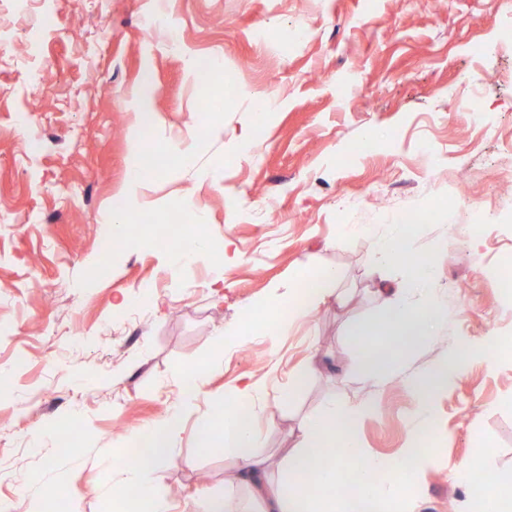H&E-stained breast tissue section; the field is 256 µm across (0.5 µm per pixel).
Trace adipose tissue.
Listing matches in <instances>:
<instances>
[{"mask_svg":"<svg viewBox=\"0 0 512 512\" xmlns=\"http://www.w3.org/2000/svg\"><path fill=\"white\" fill-rule=\"evenodd\" d=\"M409 228L408 221H397L392 224L389 236L379 239L372 226L350 227L351 232L375 237L380 264L409 272L401 285L380 289L385 310L383 333L388 340L375 344L371 354L362 358L357 373L376 385L401 375V383L413 400L411 419L422 434L432 418L435 398L460 373L464 360L462 355L452 352L424 371L407 376L401 373L415 346L437 335L447 320L442 291L436 286L432 268L412 260L407 249ZM310 277L316 286L306 303L286 309L278 305L265 307L264 334L282 335L295 317L333 296L337 279L334 269L314 271ZM264 392V385L258 381L242 382L221 398L223 420L208 421L199 428L201 440L218 437L225 458L235 464L226 498H204L201 512H250L248 506H242L236 499L241 489L248 491L251 502L260 505V512H398L417 474L435 455L431 445L412 439L394 462L373 455L361 444L357 428L374 413V399L362 397L346 402L332 399L317 414L301 421L297 447L289 450L279 474H272L254 419H242L240 413L244 407L256 410ZM183 422L182 409L175 407L139 430L136 438L145 444V458L136 465H129L122 456H114L112 469L122 476L112 486V502L117 512H122L130 501L139 503L143 512H170L166 499L141 474L170 460ZM321 448L331 449L332 454L325 466L318 468L313 464V454ZM340 483L351 486L350 494L343 498L336 495Z\"/></svg>","mask_w":512,"mask_h":512,"instance_id":"adipose-tissue-1","label":"adipose tissue"}]
</instances>
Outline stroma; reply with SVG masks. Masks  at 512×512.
Returning <instances> with one entry per match:
<instances>
[{
	"label": "stroma",
	"instance_id": "stroma-1",
	"mask_svg": "<svg viewBox=\"0 0 512 512\" xmlns=\"http://www.w3.org/2000/svg\"><path fill=\"white\" fill-rule=\"evenodd\" d=\"M202 61L220 65L205 84L192 76ZM143 84L160 163L116 237ZM217 95L221 109L205 111ZM267 98L275 106L256 121ZM186 199L182 218L203 213L209 245L177 265ZM400 217L448 312L406 370L493 338L512 346L500 280L512 266V22L499 0H0V499L32 512L19 481L42 477L80 489L82 512H113V455L179 399L174 375L188 368L200 387L186 430L146 474L173 512L223 493L233 463L193 429L248 379L267 387L259 425L272 454L327 399L370 394L360 440L396 459L411 396L338 369L360 360L347 326L377 322L379 288L405 275L377 268L371 240L343 227L384 236ZM325 267L343 302L285 335L217 349L215 336L275 288ZM427 435L438 456L405 512H468L458 472L478 443L494 449L495 472L512 473V359L469 360Z\"/></svg>",
	"mask_w": 512,
	"mask_h": 512
}]
</instances>
